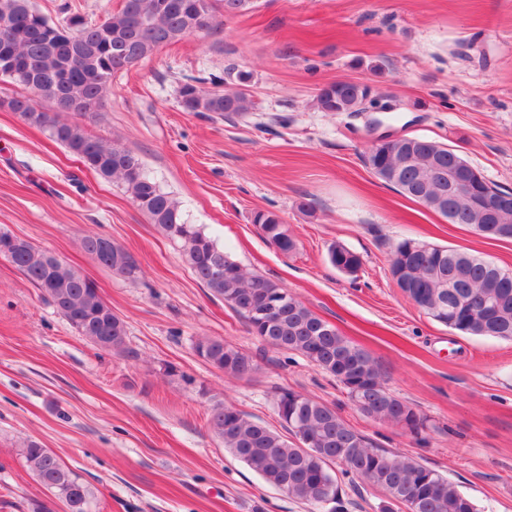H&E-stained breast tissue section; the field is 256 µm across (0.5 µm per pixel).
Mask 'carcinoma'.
<instances>
[{
    "label": "carcinoma",
    "instance_id": "carcinoma-1",
    "mask_svg": "<svg viewBox=\"0 0 512 512\" xmlns=\"http://www.w3.org/2000/svg\"><path fill=\"white\" fill-rule=\"evenodd\" d=\"M252 0H121L120 9L100 21L69 12L54 22L32 0H0V77L23 86L26 94L9 104L28 125L77 156L105 179H119L133 202L169 237L181 243L185 262L210 292L224 300L248 323L254 336L282 351L306 358L336 378L365 417L389 422L421 437L424 420L407 401L390 392L372 356L343 336L294 295L273 316H256L270 297L287 289L261 275H252L224 252L201 227L183 217L170 193L146 170L138 153L119 143L87 133L64 114L84 116L102 109L112 77L130 70L157 49L210 30L250 9ZM238 90L206 89L190 78L179 88L181 104L193 113L242 114L253 102L251 76L230 67ZM372 94L369 85L336 81L319 89L315 105L323 112H346ZM370 169L384 182L453 224H463L491 240L512 239V192L486 178L470 197L448 194V172L467 161L437 141L411 136L404 148L370 144ZM264 239L284 254L297 248L288 228L273 211L254 212ZM0 228V257L14 265L47 297L76 332L99 349L127 351L123 319L101 297L81 271L57 261L52 253ZM104 237H82L83 250L100 265L128 281L141 273L137 260L114 244L103 249ZM330 263L354 273L360 257L342 245L328 252ZM390 272L397 286L420 309L448 329L466 335L512 340V273L490 259L458 249L403 239L393 251ZM196 352L225 374L240 377L253 358L221 338L205 337ZM276 408L294 440L255 421L232 405L211 409L210 430L233 456L268 485L284 488L288 497L313 512H343L331 469L380 488L386 500L380 512H479L474 500L437 470L411 458L372 446L349 426L336 408L290 389L281 390ZM25 458L38 481L67 507L87 512L90 492L50 449L31 441Z\"/></svg>",
    "mask_w": 512,
    "mask_h": 512
}]
</instances>
